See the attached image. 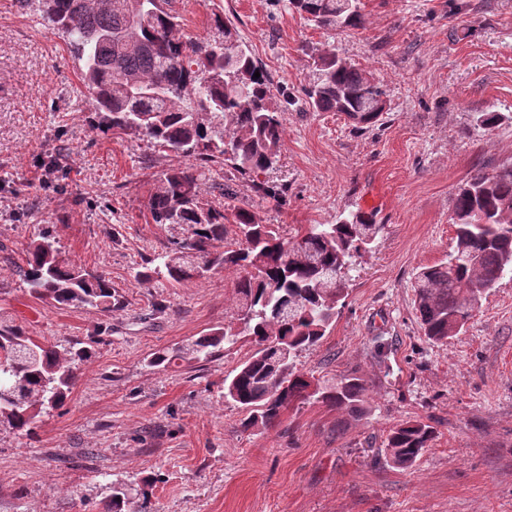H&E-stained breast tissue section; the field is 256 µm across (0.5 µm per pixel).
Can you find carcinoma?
<instances>
[{
	"label": "carcinoma",
	"instance_id": "cac0c4a2",
	"mask_svg": "<svg viewBox=\"0 0 512 512\" xmlns=\"http://www.w3.org/2000/svg\"><path fill=\"white\" fill-rule=\"evenodd\" d=\"M320 28L364 24L359 0H289ZM45 24L61 32L78 62L80 80L95 103L104 132L141 135L165 151L194 160L161 171L148 200L152 221L178 224L157 264L137 271L182 285L211 271H241L234 292V321L191 343L154 354L152 367L208 361L248 338L252 354L224 379V399L247 410L244 430L270 429L282 412L311 400L355 418L365 413L367 384L354 373L311 376L297 368L299 352L315 347L336 318L355 258L370 248L384 225L358 212L336 224H310L281 236L257 212L224 205L202 192V170L227 165L248 178L265 198L282 191L260 179L279 162L282 109L270 80L223 12H212L209 35L183 32L171 0H39ZM260 77H254L255 72ZM385 92L372 77L331 52L312 58L305 104L314 112H339L358 128L380 121ZM236 226L241 247L224 246V224ZM455 245L448 258L415 277V305L424 336L445 344L458 335L474 305L512 274V163L493 174L478 172L461 184L453 202ZM19 275L30 294L53 305L119 308L112 283L65 258L50 232L26 249ZM90 348L49 345L29 336L12 318L0 317V426L29 435L37 418L65 405L77 365ZM436 437L424 420L393 426L385 451L398 468L412 467Z\"/></svg>",
	"mask_w": 512,
	"mask_h": 512
}]
</instances>
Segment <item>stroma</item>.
I'll return each mask as SVG.
<instances>
[{
	"label": "stroma",
	"instance_id": "1",
	"mask_svg": "<svg viewBox=\"0 0 512 512\" xmlns=\"http://www.w3.org/2000/svg\"><path fill=\"white\" fill-rule=\"evenodd\" d=\"M217 5L271 79L285 129L266 176L283 188L280 202L245 181L240 200L285 237L357 211L384 226L331 328L297 360L317 377L358 373L369 411L346 418L310 402L274 428L246 431L224 379L251 343L148 366L152 353L230 320L237 274L175 288L136 280L171 237L147 209L155 178L189 160L97 130L66 38L35 8L0 0V311L42 342L92 344L64 407L29 436L0 426V512H100L117 487L127 512H512V275L444 345L425 340L413 288L415 273L453 246L457 188L512 160V0H360L363 27L339 33L288 0L174 2L197 37ZM323 51L380 83V125L307 108V60ZM491 110L507 119L488 132L480 115ZM55 155L57 172L42 177ZM46 229L63 256L111 281L120 310L30 295L19 268ZM428 418L430 448L395 467L389 429Z\"/></svg>",
	"mask_w": 512,
	"mask_h": 512
}]
</instances>
